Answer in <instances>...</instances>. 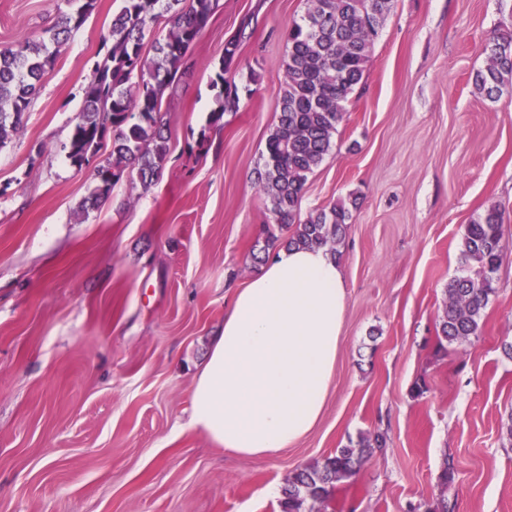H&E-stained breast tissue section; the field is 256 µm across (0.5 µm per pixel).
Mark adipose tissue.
Returning <instances> with one entry per match:
<instances>
[{
	"instance_id": "obj_1",
	"label": "adipose tissue",
	"mask_w": 512,
	"mask_h": 512,
	"mask_svg": "<svg viewBox=\"0 0 512 512\" xmlns=\"http://www.w3.org/2000/svg\"><path fill=\"white\" fill-rule=\"evenodd\" d=\"M347 304L323 248H282L237 289L198 371L191 428L241 456L293 446L324 410Z\"/></svg>"
}]
</instances>
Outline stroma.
I'll return each instance as SVG.
<instances>
[{"label": "stroma", "instance_id": "obj_1", "mask_svg": "<svg viewBox=\"0 0 512 512\" xmlns=\"http://www.w3.org/2000/svg\"><path fill=\"white\" fill-rule=\"evenodd\" d=\"M121 5L98 0L0 149V512H280L289 472L376 429L386 454L319 512H410L442 496L453 512H512V254L480 337L435 350L466 224L491 204L512 219V95L491 100L473 84L512 0H394L300 205L305 215L357 198L340 246L347 305L329 397L315 427L272 457L224 451L188 421L229 297L257 269L268 211L255 172L306 0H218L164 96L158 180L122 176L85 211L110 150L78 169L59 147ZM67 9L0 0V48ZM248 14L238 71L262 80L214 124L213 66ZM447 456L456 475L444 489Z\"/></svg>", "mask_w": 512, "mask_h": 512}]
</instances>
